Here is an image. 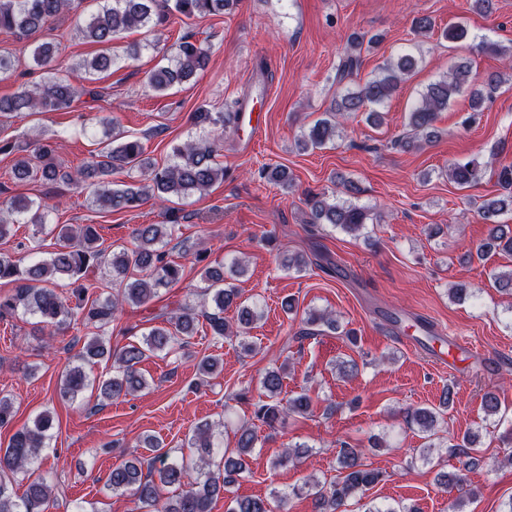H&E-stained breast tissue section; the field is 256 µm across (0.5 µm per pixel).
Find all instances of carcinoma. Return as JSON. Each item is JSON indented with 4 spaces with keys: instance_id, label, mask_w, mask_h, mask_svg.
I'll return each mask as SVG.
<instances>
[{
    "instance_id": "obj_1",
    "label": "carcinoma",
    "mask_w": 512,
    "mask_h": 512,
    "mask_svg": "<svg viewBox=\"0 0 512 512\" xmlns=\"http://www.w3.org/2000/svg\"><path fill=\"white\" fill-rule=\"evenodd\" d=\"M82 0H0V30H6L20 40L31 42L32 66L44 72L42 80L32 86H24L9 97H0V118H12L26 112H57L71 107L80 91L56 68V48L50 41H40L37 36L51 28L62 14L75 10ZM235 0H101L96 13L82 28L85 38L91 42L107 44L120 34L132 29L158 31L172 16L205 18L217 16L231 8ZM381 41L375 34L351 37L349 49L336 69V81L341 82L356 74L362 65L363 44L373 46ZM210 48L202 43L185 40L178 46L172 63L151 72L149 87L157 92L175 84H182L204 73L210 63ZM112 54L102 52L90 60L77 64L88 73L108 71L115 65ZM417 61L410 54H403L389 62L380 76L367 81L359 90L347 92L336 101L335 110L349 115L359 112L368 104L381 105L397 89L416 67ZM469 93L470 107L478 111L484 99L483 90L474 88L468 66L458 64L448 75L429 84L426 91L409 112V134L400 141L403 148H416L439 136L435 127L439 112L448 108L451 99ZM237 112H212L200 107L192 119L200 127L229 129ZM336 136V122L320 119L297 139V146L307 151L321 148ZM218 145L215 141H188L172 148L173 161L158 167L145 156L141 141L112 132L83 168L74 173L58 164L55 147L42 140L30 142L14 163L13 174L24 180L32 176L46 183H66L90 191L92 201L110 212L139 207L147 198L169 201L195 193H203L214 183L224 180V167L216 161ZM136 169L144 176L138 184H110L107 177L124 168ZM455 184L466 187L478 183L486 173V165L476 159L451 162L446 170ZM498 184L506 194L473 204L475 214L489 225L488 237L476 248V256L483 260L493 252L512 255V227L501 224L498 217L512 210V166L495 171ZM264 177L286 189L291 180L285 168L275 165L265 169ZM309 223L331 224L351 234L360 232L368 219L367 212L352 203L327 197L324 193L307 194ZM50 206L42 201L13 197L0 211V239L11 234L16 224H32L40 229L48 224ZM177 220L169 224H140L133 231L134 244L128 248L118 246L108 251L102 248L101 236L94 224L72 226L58 225L56 249L50 257L27 265L22 260L0 253V281L15 284L14 293L0 295V318L13 316L22 310L39 318L42 328L64 330L72 324L93 325L102 329L116 320L124 305L143 306L159 296L161 290L174 287L182 278L181 266L169 260L162 251L166 241L176 232ZM107 266L112 276L120 279L115 292L99 293L90 298L93 284L82 279L95 267ZM244 273L235 261L229 269L224 266L205 268L202 280L207 283L212 310L202 311L212 336L218 339L243 340L251 325L263 317V312L242 299L239 288L233 283ZM66 277L74 288L71 296L56 291V280ZM233 309L237 313L235 324L224 318V312ZM197 312L194 307L181 305L166 319L163 326H155L142 335V340L125 345L118 353H112L110 343L100 336L84 341L80 364L68 369L63 379V395L72 400L88 388L97 386L99 396L105 399L119 398L138 393L147 387L140 365L146 359L159 354H169L176 348L189 344L195 330ZM338 329L335 318L328 314L310 312L302 318V328L295 338L305 339L320 333L318 327ZM115 357L116 370L112 376L93 383L86 367L100 359ZM223 369L218 356H205L197 363L199 375L208 377ZM283 368L265 372L261 388L265 399L255 404L254 418L270 428L290 413L306 416L313 412V399L307 391L286 398L283 393ZM448 395H443L437 407H407L399 410L406 424L415 426L424 439L420 456L429 459L435 448L433 440L439 432L447 431L443 414L448 409ZM486 415L501 419V401L494 391L482 397ZM53 416L45 411L35 418L32 425L16 429L5 449H0V512H48L54 506L52 487L45 478L29 481L25 493L18 497L11 486L14 477L27 474L36 464L42 449L48 447L49 431ZM477 436L466 434L461 441L451 445L458 456L465 457V470L479 464L476 456ZM144 448L152 453L145 459L134 455L114 467L107 486L114 493H128L132 497V512H211V505L219 494L229 493L237 479L247 472V460L256 445L254 429L245 428L239 434L236 446L224 451L217 469H211L215 446L213 428L208 422L198 424L188 436L187 447L194 454L185 460L174 459L164 451L165 445L157 438L146 437ZM303 454L302 445L289 444L273 460L275 469L295 462ZM338 475L326 484L310 479L303 484L313 497L316 512H344L343 507L351 498H363L368 490L380 482L379 471L364 463V450L349 443L341 444L337 451ZM195 471V480L189 479V471ZM290 493L273 489L266 498L233 495L227 498L226 512H287Z\"/></svg>"
}]
</instances>
